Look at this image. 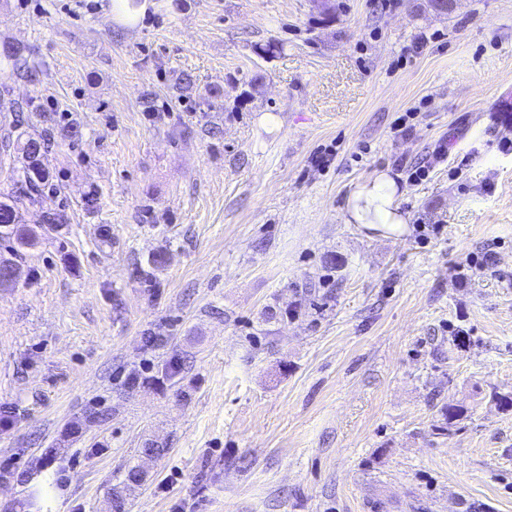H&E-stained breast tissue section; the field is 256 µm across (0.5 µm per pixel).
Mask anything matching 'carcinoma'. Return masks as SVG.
<instances>
[{
	"label": "carcinoma",
	"instance_id": "carcinoma-1",
	"mask_svg": "<svg viewBox=\"0 0 512 512\" xmlns=\"http://www.w3.org/2000/svg\"><path fill=\"white\" fill-rule=\"evenodd\" d=\"M48 142L42 138L29 137L21 143L26 166L15 180V190L0 195V242L8 244L13 255L18 256L27 247L34 245L36 235L23 229L19 210L38 202V196L50 185L49 174L42 164Z\"/></svg>",
	"mask_w": 512,
	"mask_h": 512
}]
</instances>
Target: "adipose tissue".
Segmentation results:
<instances>
[{"instance_id":"ef3b65f1","label":"adipose tissue","mask_w":512,"mask_h":512,"mask_svg":"<svg viewBox=\"0 0 512 512\" xmlns=\"http://www.w3.org/2000/svg\"><path fill=\"white\" fill-rule=\"evenodd\" d=\"M347 223L370 238L400 237L407 231L408 217L398 202V187L384 172L359 185L346 206Z\"/></svg>"}]
</instances>
